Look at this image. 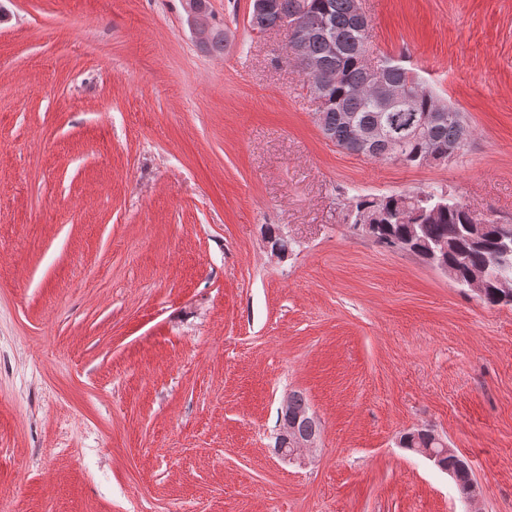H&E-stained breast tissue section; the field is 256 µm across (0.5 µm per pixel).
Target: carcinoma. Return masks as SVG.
I'll return each mask as SVG.
<instances>
[{
  "instance_id": "1",
  "label": "carcinoma",
  "mask_w": 512,
  "mask_h": 512,
  "mask_svg": "<svg viewBox=\"0 0 512 512\" xmlns=\"http://www.w3.org/2000/svg\"><path fill=\"white\" fill-rule=\"evenodd\" d=\"M286 16L288 24L295 25L289 30V37L323 18L336 41V53L332 55L323 53V42L319 38L307 43V53L320 64L319 73L309 78L310 85L321 86L326 98L319 127L331 143L342 148L350 138L351 130L345 119L347 112L363 127L381 124L385 114L364 92L367 73L360 53L366 44L367 30L351 15L350 0H275V6L270 9L251 10L249 25L264 32L282 27ZM380 64L388 80L409 84L416 90L407 104V111L422 113L441 108L448 113V120L433 126L423 136L398 145L400 164L419 167L427 154L448 151V146L458 139L461 112L429 91L402 58L385 57ZM404 198L415 200L406 211L401 209ZM344 208L346 223L355 229L361 224L368 225L364 233L379 246L404 251L405 242L411 241L418 245L416 255L423 259L429 247L444 245L445 251L438 255L456 271L459 280L479 281L484 289L481 301L488 306L500 304L504 293L501 285L512 287V224L490 220L474 230L470 224L478 220V216L446 191L357 194L345 200ZM400 444L404 448L438 447L418 429L401 436ZM445 462L446 468L456 475L461 497L468 498L475 492L468 463L457 455L447 457Z\"/></svg>"
}]
</instances>
